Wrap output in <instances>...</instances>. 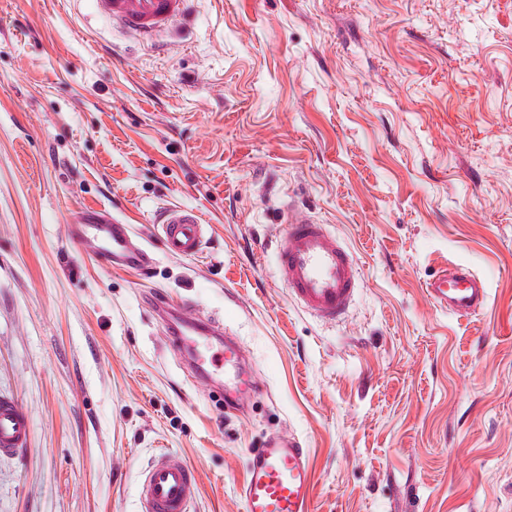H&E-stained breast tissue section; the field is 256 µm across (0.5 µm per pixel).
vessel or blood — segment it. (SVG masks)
I'll use <instances>...</instances> for the list:
<instances>
[{
  "label": "vessel or blood",
  "instance_id": "vessel-or-blood-1",
  "mask_svg": "<svg viewBox=\"0 0 512 512\" xmlns=\"http://www.w3.org/2000/svg\"><path fill=\"white\" fill-rule=\"evenodd\" d=\"M190 0H91L95 11L144 44L158 41L189 13ZM286 215L275 253L276 268L289 295L305 311L336 323L347 315L358 292L359 272L349 252L326 225L298 215L294 205ZM167 252L183 258L202 248L207 226L194 209L173 206L159 224ZM68 236L89 249L107 266L147 269L152 255L135 239L130 224L104 215L70 225ZM429 299L441 310L466 316L487 299L485 281L463 267L444 269L426 286ZM165 338L174 353L188 357L191 371L211 378L223 370L224 403L238 406L254 395L258 383L238 340L223 335L218 323L197 315L190 306L158 305ZM31 433L28 415L10 397L0 396V456L25 448ZM308 452L292 436H269L251 451L247 475L238 490L244 512H313L314 498ZM198 493V476L179 457L162 452L139 486L142 512H189Z\"/></svg>",
  "mask_w": 512,
  "mask_h": 512
}]
</instances>
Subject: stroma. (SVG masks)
<instances>
[{
    "label": "stroma",
    "mask_w": 512,
    "mask_h": 512,
    "mask_svg": "<svg viewBox=\"0 0 512 512\" xmlns=\"http://www.w3.org/2000/svg\"><path fill=\"white\" fill-rule=\"evenodd\" d=\"M360 271L326 323L280 282L281 207ZM199 210V255L155 220ZM109 212L153 254L101 266L68 225ZM464 264L477 313L424 285ZM240 342L242 409L167 345L153 297ZM0 395L31 422L0 512H139L158 451L190 512H243L251 449L308 451L314 512H512V0H193L139 43L88 0H0Z\"/></svg>",
    "instance_id": "35a3bbf8"
}]
</instances>
